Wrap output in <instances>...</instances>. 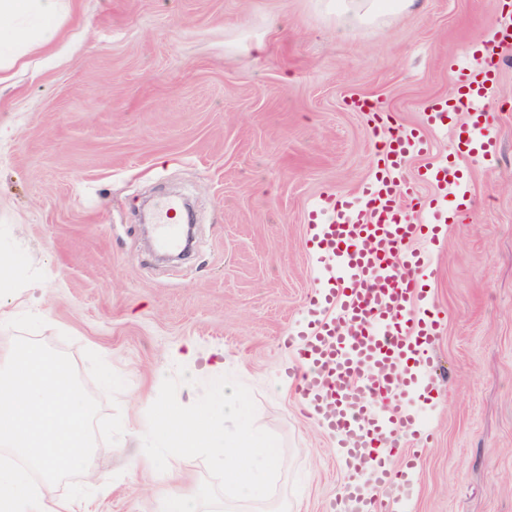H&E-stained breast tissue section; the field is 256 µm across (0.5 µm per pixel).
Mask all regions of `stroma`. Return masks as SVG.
I'll list each match as a JSON object with an SVG mask.
<instances>
[{"mask_svg":"<svg viewBox=\"0 0 512 512\" xmlns=\"http://www.w3.org/2000/svg\"><path fill=\"white\" fill-rule=\"evenodd\" d=\"M504 2L410 0L345 24L336 0H64L59 40L0 90V245L24 257L17 292L45 321L37 340L71 358L103 414L122 415L119 442H98L79 478L95 512H155L156 487L131 464L183 343L198 357L180 404L223 362L279 438L273 512H326L341 494L334 440L299 401L284 341L324 278L307 209L368 181L374 113L384 131L409 130L456 93L449 56L492 36ZM499 54L483 102L496 161L460 159V116L402 172L455 160L467 191L416 215L444 229L427 286L444 325L411 512H512V45ZM181 193L197 237L184 264L161 260L141 220L145 203ZM88 349L124 378L116 402Z\"/></svg>","mask_w":512,"mask_h":512,"instance_id":"stroma-1","label":"stroma"}]
</instances>
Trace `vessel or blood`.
<instances>
[{
    "label": "vessel or blood",
    "instance_id": "b4317fda",
    "mask_svg": "<svg viewBox=\"0 0 512 512\" xmlns=\"http://www.w3.org/2000/svg\"><path fill=\"white\" fill-rule=\"evenodd\" d=\"M512 43V21L503 20L494 42L475 40L464 50L481 62L479 77L459 82L452 100L435 99L423 108L424 130L393 134L377 154L380 162L357 194L327 192L307 212V250L323 265L327 282L310 296L306 318L287 342L301 371L297 393L308 414L336 437L337 456L348 480L327 512H393L408 501L420 456L418 402L431 401L436 385H419L430 360L438 316L424 305L422 282L431 255L413 241L437 239L435 225L414 223L409 214L422 206L416 182L402 171L408 160L427 154L425 129L442 130L457 115L481 135L469 155L485 161L498 156L480 103L495 78L497 46ZM460 169L452 161L419 171L416 181L442 191H458ZM158 243L182 245L177 206L159 210ZM401 457L392 467L391 457Z\"/></svg>",
    "mask_w": 512,
    "mask_h": 512
}]
</instances>
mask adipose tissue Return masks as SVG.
Returning a JSON list of instances; mask_svg holds the SVG:
<instances>
[{"label": "adipose tissue", "instance_id": "ef3b65f1", "mask_svg": "<svg viewBox=\"0 0 512 512\" xmlns=\"http://www.w3.org/2000/svg\"><path fill=\"white\" fill-rule=\"evenodd\" d=\"M62 0H0V30H6L15 44V52L0 59V85L11 82L17 72L28 67L30 53L52 44L58 37L56 20ZM39 20L38 33H31L27 19Z\"/></svg>", "mask_w": 512, "mask_h": 512}]
</instances>
